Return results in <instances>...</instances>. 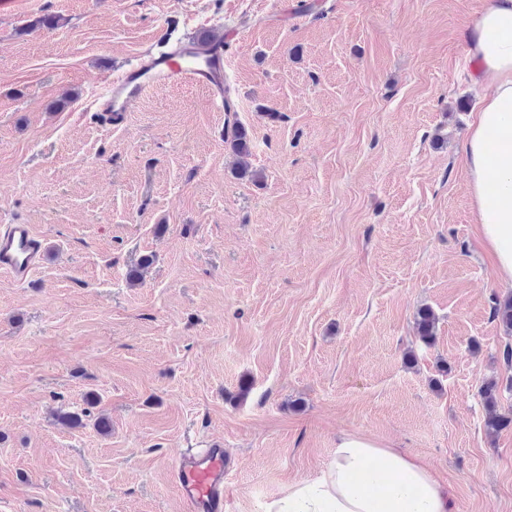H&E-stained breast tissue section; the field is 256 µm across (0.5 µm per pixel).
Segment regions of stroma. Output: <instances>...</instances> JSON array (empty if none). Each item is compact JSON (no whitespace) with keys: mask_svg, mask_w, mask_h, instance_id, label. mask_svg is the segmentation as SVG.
I'll list each match as a JSON object with an SVG mask.
<instances>
[{"mask_svg":"<svg viewBox=\"0 0 512 512\" xmlns=\"http://www.w3.org/2000/svg\"><path fill=\"white\" fill-rule=\"evenodd\" d=\"M490 3L0 0V225L44 249L26 282L0 273V512H184L174 459L213 443L224 512H264L345 433L419 457L450 512H512V427L487 433L481 395L512 407V286L462 157ZM210 31L258 182L204 89L150 90L117 126L89 110ZM236 158L235 172L241 178H249L258 181L263 178L260 171L253 170L248 158L251 156V141L247 131L240 125L235 124L231 139L225 141ZM438 318L429 307L421 308L417 313L416 331L425 343H431L436 333Z\"/></svg>","mask_w":512,"mask_h":512,"instance_id":"stroma-1","label":"stroma"}]
</instances>
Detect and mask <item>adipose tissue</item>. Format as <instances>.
I'll use <instances>...</instances> for the list:
<instances>
[{"label":"adipose tissue","instance_id":"obj_1","mask_svg":"<svg viewBox=\"0 0 512 512\" xmlns=\"http://www.w3.org/2000/svg\"><path fill=\"white\" fill-rule=\"evenodd\" d=\"M467 42L490 92L476 109L464 148L466 166L497 274L512 283V0H495L468 32ZM363 473L375 475L377 492L359 482ZM265 512H448V500L416 456L344 434L320 475L292 483L266 504Z\"/></svg>","mask_w":512,"mask_h":512}]
</instances>
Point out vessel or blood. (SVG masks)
Wrapping results in <instances>:
<instances>
[{"label": "vessel or blood", "instance_id": "1", "mask_svg": "<svg viewBox=\"0 0 512 512\" xmlns=\"http://www.w3.org/2000/svg\"><path fill=\"white\" fill-rule=\"evenodd\" d=\"M193 84L205 89L219 106H226L224 93V45L192 43L183 58L162 53L108 81L95 102L104 120L114 123L146 90ZM42 244L28 224H9L0 231V270L17 281L28 279L43 261ZM173 480L186 512H224V451L217 447L187 448L179 452Z\"/></svg>", "mask_w": 512, "mask_h": 512}]
</instances>
